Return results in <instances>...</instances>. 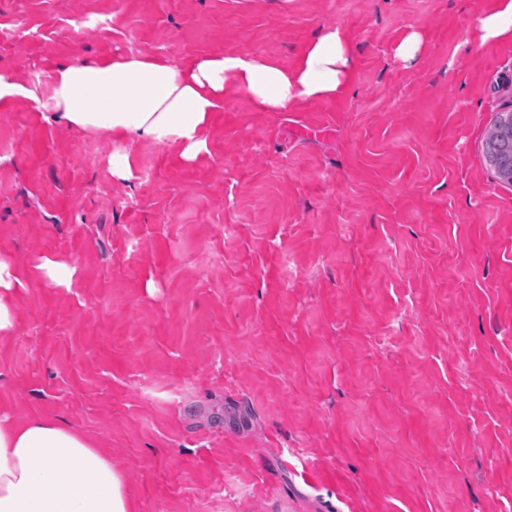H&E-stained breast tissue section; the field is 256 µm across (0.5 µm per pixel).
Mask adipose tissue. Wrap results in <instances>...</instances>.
<instances>
[{"label":"adipose tissue","instance_id":"1","mask_svg":"<svg viewBox=\"0 0 512 512\" xmlns=\"http://www.w3.org/2000/svg\"><path fill=\"white\" fill-rule=\"evenodd\" d=\"M351 54L340 29L322 33L293 68L244 52L204 56L179 67L142 55L82 60L57 68L51 106L87 132L121 142L205 150L212 112L234 79L264 111L340 95ZM0 512H136L121 468L77 428L42 417L0 414Z\"/></svg>","mask_w":512,"mask_h":512}]
</instances>
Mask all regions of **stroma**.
Masks as SVG:
<instances>
[{"label":"stroma","instance_id":"1","mask_svg":"<svg viewBox=\"0 0 512 512\" xmlns=\"http://www.w3.org/2000/svg\"><path fill=\"white\" fill-rule=\"evenodd\" d=\"M499 0H0V413L57 419L138 512H512V111ZM336 27L349 91L260 112L234 82L197 159L54 117L65 64L292 68ZM421 36L409 62L396 49ZM73 274L57 283L44 260ZM482 41L495 40L507 34L512 35V1L500 0L498 10L483 19ZM500 114L490 132L487 142V157L494 167L497 175L504 182L511 184L508 180L507 169L502 166L503 156L507 153L509 146L512 147V112ZM20 283L19 275L9 263L0 259V334L9 332L15 325L10 292Z\"/></svg>","mask_w":512,"mask_h":512}]
</instances>
